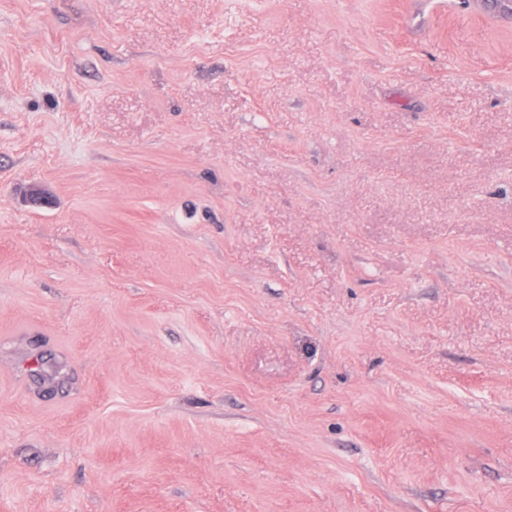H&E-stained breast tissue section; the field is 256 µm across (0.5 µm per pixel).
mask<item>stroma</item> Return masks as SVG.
<instances>
[{
	"label": "stroma",
	"mask_w": 512,
	"mask_h": 512,
	"mask_svg": "<svg viewBox=\"0 0 512 512\" xmlns=\"http://www.w3.org/2000/svg\"><path fill=\"white\" fill-rule=\"evenodd\" d=\"M0 512H512V11L0 0Z\"/></svg>",
	"instance_id": "stroma-1"
}]
</instances>
